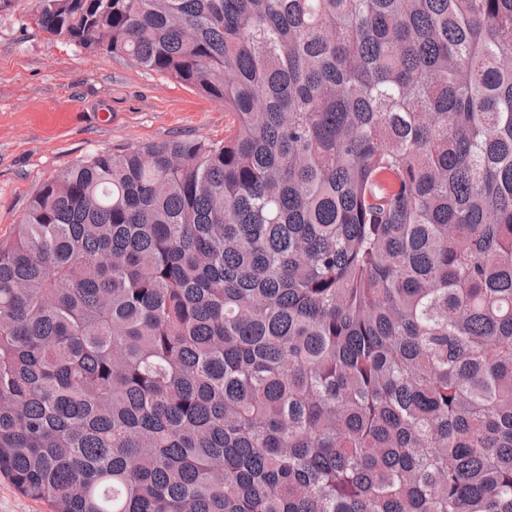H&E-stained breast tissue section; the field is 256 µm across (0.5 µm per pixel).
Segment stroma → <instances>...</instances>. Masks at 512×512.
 I'll list each match as a JSON object with an SVG mask.
<instances>
[{
	"mask_svg": "<svg viewBox=\"0 0 512 512\" xmlns=\"http://www.w3.org/2000/svg\"><path fill=\"white\" fill-rule=\"evenodd\" d=\"M224 108L129 59L50 39L29 0L0 16V236L73 163L151 142L220 140Z\"/></svg>",
	"mask_w": 512,
	"mask_h": 512,
	"instance_id": "1",
	"label": "stroma"
}]
</instances>
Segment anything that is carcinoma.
Here are the masks:
<instances>
[{"instance_id": "cac0c4a2", "label": "carcinoma", "mask_w": 512, "mask_h": 512, "mask_svg": "<svg viewBox=\"0 0 512 512\" xmlns=\"http://www.w3.org/2000/svg\"><path fill=\"white\" fill-rule=\"evenodd\" d=\"M221 103L0 239V473L50 512H512V0H33Z\"/></svg>"}]
</instances>
